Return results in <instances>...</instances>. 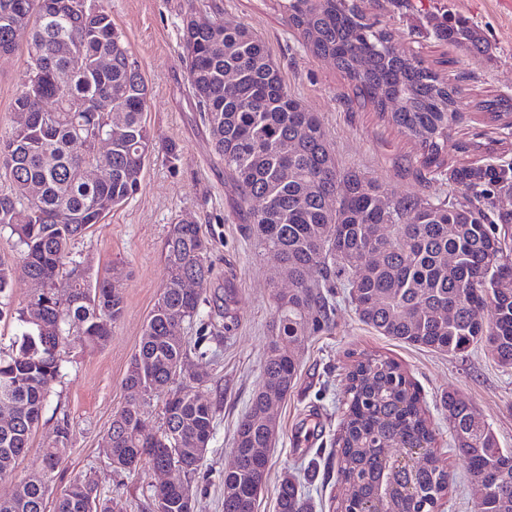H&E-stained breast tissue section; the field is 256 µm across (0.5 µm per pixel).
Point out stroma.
Instances as JSON below:
<instances>
[{
	"mask_svg": "<svg viewBox=\"0 0 512 512\" xmlns=\"http://www.w3.org/2000/svg\"><path fill=\"white\" fill-rule=\"evenodd\" d=\"M188 0H108L112 20L140 61L149 94L145 119L155 134L139 192L91 225L73 247L90 266L92 277L122 272L124 313L108 342L86 347L72 337L62 377L48 398L26 456L15 472L0 479V497L41 465L43 448L68 421L69 451L50 486L59 497L86 472H95L112 512H152L158 480L149 465L114 474L106 436L124 405L129 363L166 275L163 245L170 224H200L210 242L214 275L209 302L193 322L183 323L188 341L202 339L206 357L189 354L177 379L192 382L203 374L205 397L215 409V428L201 471L192 477L194 512H224V472L234 463L232 442L238 422L261 379V366L273 314L275 261L261 253L247 230L238 191L215 157L208 128L189 91L182 61V20ZM368 17L379 19L395 42L416 52L425 64L458 85L462 120L444 147L459 160L463 142L487 143L495 126L480 112L481 100L512 96V0H361ZM199 12L222 9L230 21L247 24L263 38L289 92L320 114L328 139L343 166L365 172L391 194L448 195V185L421 177L415 150L370 107L351 100L346 79L333 60L303 48L289 27L280 0H197ZM448 20L470 24L483 39V51H465L435 41L434 31ZM24 50L0 56V127L9 125L13 103L27 77ZM236 290L237 321L225 330L224 317L211 303L225 284ZM332 331L310 339L301 352L297 384L274 408L278 432L258 512H276L278 486L287 474L306 478L313 512H340L336 437L346 395V373L361 354L394 359L417 386L433 420L438 450L452 475L439 512H473L476 494L467 463L450 448L441 400L463 394L489 424L499 447L512 449V368L499 366L485 349L448 356L379 335L361 322L344 296H337Z\"/></svg>",
	"mask_w": 512,
	"mask_h": 512,
	"instance_id": "obj_1",
	"label": "stroma"
}]
</instances>
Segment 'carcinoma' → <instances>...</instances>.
<instances>
[{
  "instance_id": "carcinoma-1",
  "label": "carcinoma",
  "mask_w": 512,
  "mask_h": 512,
  "mask_svg": "<svg viewBox=\"0 0 512 512\" xmlns=\"http://www.w3.org/2000/svg\"><path fill=\"white\" fill-rule=\"evenodd\" d=\"M74 0H0V53L24 44L28 76L14 101L11 125L0 129V168L10 180L0 193V230H10L20 262L0 260V319L12 316L22 342L0 351V478L14 471L30 447L53 385L62 376L70 337L103 345L124 313L122 289L92 279L72 245L100 212L138 191L153 151L146 124L148 86L138 59L112 21L107 0L80 14ZM284 12L303 47L329 56L353 94L372 106L411 143L423 171L459 196L392 197L363 172L339 164L318 113L288 93L265 42L246 24L216 13L205 26L183 21L182 60L189 89L209 129L214 154L236 185L249 233L273 257L288 287L274 288V312L262 378L238 423L224 471V512H257L276 427L267 406L294 389L299 354L309 337L334 325L343 289L359 319L382 336L435 352L462 356L486 348L512 367V256L499 225L512 211L497 198L512 195V163L448 162L443 151L461 120L457 87L397 45L370 20L358 0H284ZM439 41L481 49L465 22L444 23ZM110 58L100 69L97 60ZM400 100L386 103L380 88ZM112 101V118L96 111ZM495 122L512 127V98L484 101ZM112 142L109 170L84 178L95 162L94 134ZM40 193L29 197V186ZM209 242L196 224L170 226L164 241L167 276L124 379L127 398L116 412L110 466L131 471L145 461L167 462L187 475L200 470L212 438L215 411L199 387L174 386L190 351L181 324L207 301L213 269ZM20 278L47 283L48 292L12 308ZM192 279L195 287H184ZM162 400L164 424L143 434L151 403ZM455 451L469 476L482 475L500 491L476 502L474 512H512V450L494 435L456 391L442 400ZM69 424L44 449L42 466L0 500V512H45L54 473L64 461ZM427 409L401 366L365 356L347 373L345 410L336 440L341 512H353L375 494L385 454L425 444L430 463L403 480L394 512H434L451 478L434 449ZM188 483L153 488L163 512H187ZM278 512H311L296 479L283 478ZM54 512H111L92 474L74 480Z\"/></svg>"
}]
</instances>
